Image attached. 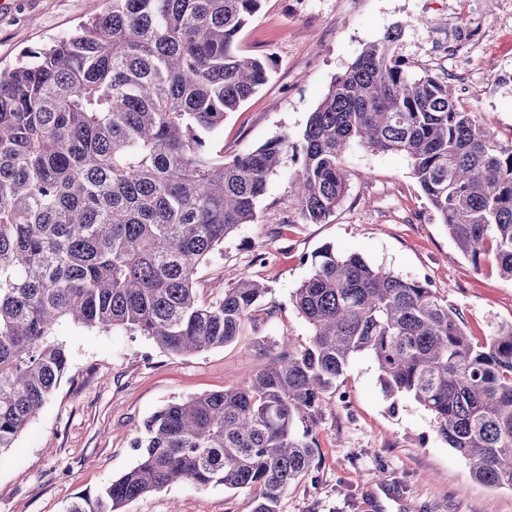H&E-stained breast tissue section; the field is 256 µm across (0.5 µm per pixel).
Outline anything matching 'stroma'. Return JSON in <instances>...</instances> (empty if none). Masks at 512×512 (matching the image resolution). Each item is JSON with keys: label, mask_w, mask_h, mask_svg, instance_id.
<instances>
[{"label": "stroma", "mask_w": 512, "mask_h": 512, "mask_svg": "<svg viewBox=\"0 0 512 512\" xmlns=\"http://www.w3.org/2000/svg\"><path fill=\"white\" fill-rule=\"evenodd\" d=\"M108 0H0V69L20 54L63 38L104 11ZM497 0H263L244 29L242 56L272 58L268 82L229 113L213 139L225 155L280 134L299 136L334 79L388 30L415 74L448 82L458 105L500 138H512V23ZM348 192L319 224L300 223L285 157L262 197L255 223L242 225L198 268L202 300L240 279L264 284L258 312L235 340L174 356L120 329L62 324L69 370L14 448L0 454V512H63L77 493L119 477L137 460L144 421L168 403L242 385L269 364L282 336L307 343L292 304L323 246L372 266L428 281L460 314L473 339L512 322V280L495 263L474 268L433 213L401 153L351 147ZM264 262H257V255ZM316 428L314 469L289 488L279 512H512V490L475 480L412 398L397 412L373 357L356 354L326 395ZM126 512H252L248 492L189 483L148 494Z\"/></svg>", "instance_id": "obj_1"}]
</instances>
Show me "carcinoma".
Segmentation results:
<instances>
[{
	"mask_svg": "<svg viewBox=\"0 0 512 512\" xmlns=\"http://www.w3.org/2000/svg\"><path fill=\"white\" fill-rule=\"evenodd\" d=\"M263 0H110L73 35L0 69V453L65 374L60 324L122 329L174 355L222 347L267 289L241 280L205 302L199 265L257 205L284 155L304 223L347 192L354 143L403 153L461 254L494 255L512 279V139L458 108L448 84L413 75L398 34L368 44L296 140L230 158L211 138L264 85L273 59L238 42ZM292 296L311 329L239 387L147 418L136 464L64 512H123L175 483L245 490L278 512L310 472L325 396L351 358L373 356L391 410L413 398L473 477L512 489V322L482 342L429 285L331 246Z\"/></svg>",
	"mask_w": 512,
	"mask_h": 512,
	"instance_id": "cac0c4a2",
	"label": "carcinoma"
}]
</instances>
